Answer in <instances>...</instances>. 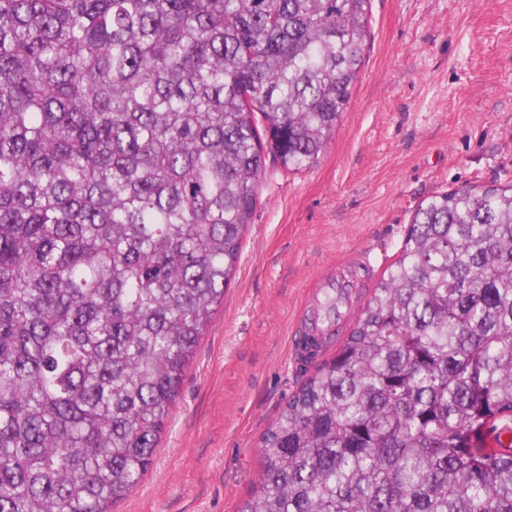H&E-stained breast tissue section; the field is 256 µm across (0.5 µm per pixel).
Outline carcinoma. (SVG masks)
<instances>
[{"label": "carcinoma", "mask_w": 512, "mask_h": 512, "mask_svg": "<svg viewBox=\"0 0 512 512\" xmlns=\"http://www.w3.org/2000/svg\"><path fill=\"white\" fill-rule=\"evenodd\" d=\"M370 0H0V512L153 462L271 155L312 168ZM263 129H258L256 114ZM238 512H512V185L431 197Z\"/></svg>", "instance_id": "carcinoma-1"}]
</instances>
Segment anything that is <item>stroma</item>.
Here are the masks:
<instances>
[{"label":"stroma","mask_w":512,"mask_h":512,"mask_svg":"<svg viewBox=\"0 0 512 512\" xmlns=\"http://www.w3.org/2000/svg\"><path fill=\"white\" fill-rule=\"evenodd\" d=\"M510 184L512 0H371L347 112L313 168L268 160L153 463L112 512H237L303 378L288 346L306 288L353 250L384 273L431 196Z\"/></svg>","instance_id":"1"}]
</instances>
